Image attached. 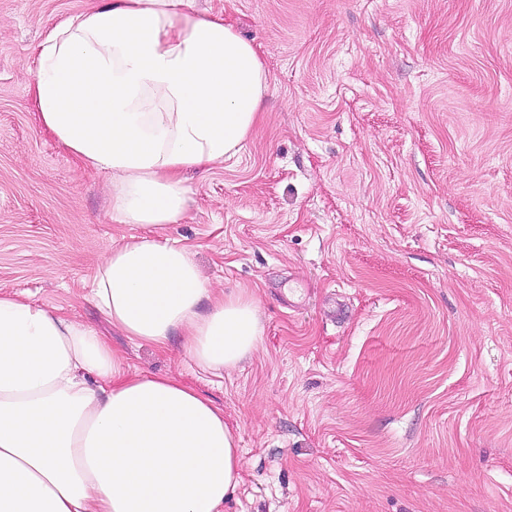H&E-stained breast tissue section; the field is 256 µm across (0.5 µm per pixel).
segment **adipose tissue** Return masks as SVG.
I'll list each match as a JSON object with an SVG mask.
<instances>
[{"label": "adipose tissue", "mask_w": 512, "mask_h": 512, "mask_svg": "<svg viewBox=\"0 0 512 512\" xmlns=\"http://www.w3.org/2000/svg\"><path fill=\"white\" fill-rule=\"evenodd\" d=\"M192 2L108 0L40 45V124L110 176L114 223L181 222L185 173L236 156L254 128L268 81L258 52ZM89 296L132 343L180 335L205 371L237 365L261 331L252 293L210 288L188 248L149 233L112 249ZM239 468L212 399L130 374L93 328L0 295V512H224Z\"/></svg>", "instance_id": "1"}]
</instances>
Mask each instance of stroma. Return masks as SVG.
Returning <instances> with one entry per match:
<instances>
[{"instance_id": "35a3bbf8", "label": "stroma", "mask_w": 512, "mask_h": 512, "mask_svg": "<svg viewBox=\"0 0 512 512\" xmlns=\"http://www.w3.org/2000/svg\"><path fill=\"white\" fill-rule=\"evenodd\" d=\"M104 0H0V293L107 336L224 409V512H512V0H194L253 43L258 123L188 173L160 239L261 333L224 373L135 344L86 298L108 176L39 124V45Z\"/></svg>"}]
</instances>
